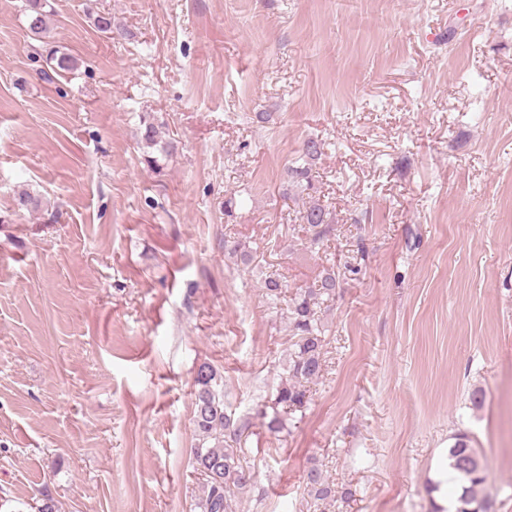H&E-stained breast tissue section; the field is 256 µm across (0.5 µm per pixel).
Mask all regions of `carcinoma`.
<instances>
[{
  "label": "carcinoma",
  "mask_w": 512,
  "mask_h": 512,
  "mask_svg": "<svg viewBox=\"0 0 512 512\" xmlns=\"http://www.w3.org/2000/svg\"><path fill=\"white\" fill-rule=\"evenodd\" d=\"M29 33L42 39L49 29L51 7L49 0H23ZM46 64L54 73L66 75L79 68V59L60 49H52ZM302 219L307 224L308 244L318 251L329 239L333 228L330 213L318 203L306 207ZM339 282L332 268L323 270L314 287L295 293L288 304V327L295 338L294 350L288 358V377L275 389L270 404L259 410L273 414L268 429L274 433L284 429L282 413L297 411L306 404L305 385L317 381L324 370L323 327L317 308L336 296ZM193 423L198 442L191 449V464L198 474V502L200 512H232L238 494L246 491L254 479V472L242 455L240 444L247 425L234 418L224 404V391L217 370L208 363L199 365L194 378ZM449 467L453 475L448 483L453 486L456 512H491L492 503L482 488L487 473L477 449L466 434L454 437L448 448ZM305 488L317 501H326L338 495H353L348 488L341 490L331 484L316 465L308 468Z\"/></svg>",
  "instance_id": "obj_1"
}]
</instances>
